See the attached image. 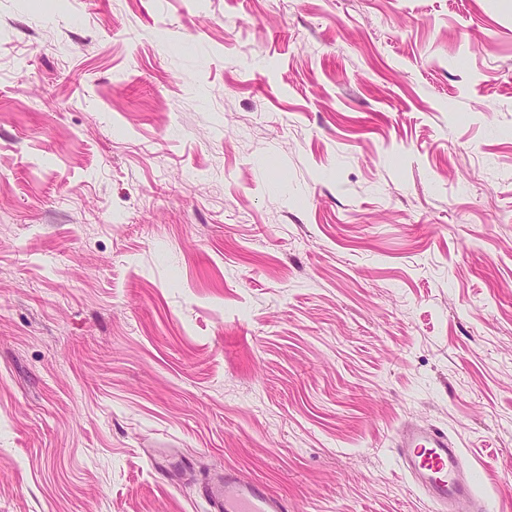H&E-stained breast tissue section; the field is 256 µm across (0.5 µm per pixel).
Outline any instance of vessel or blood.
<instances>
[{"label": "vessel or blood", "mask_w": 512, "mask_h": 512, "mask_svg": "<svg viewBox=\"0 0 512 512\" xmlns=\"http://www.w3.org/2000/svg\"><path fill=\"white\" fill-rule=\"evenodd\" d=\"M392 453L436 512H482L478 471H464L461 451L441 429L406 424L398 429ZM208 512H289L286 498L233 469L198 485Z\"/></svg>", "instance_id": "vessel-or-blood-1"}]
</instances>
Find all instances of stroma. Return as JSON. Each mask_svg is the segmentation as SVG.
Here are the masks:
<instances>
[{
    "instance_id": "obj_1",
    "label": "stroma",
    "mask_w": 512,
    "mask_h": 512,
    "mask_svg": "<svg viewBox=\"0 0 512 512\" xmlns=\"http://www.w3.org/2000/svg\"><path fill=\"white\" fill-rule=\"evenodd\" d=\"M512 512V0H0V512ZM391 452L413 483L437 511L480 512L478 471L463 472L461 451L442 429L405 424L398 429ZM209 512H288V500L233 469L198 484Z\"/></svg>"
}]
</instances>
